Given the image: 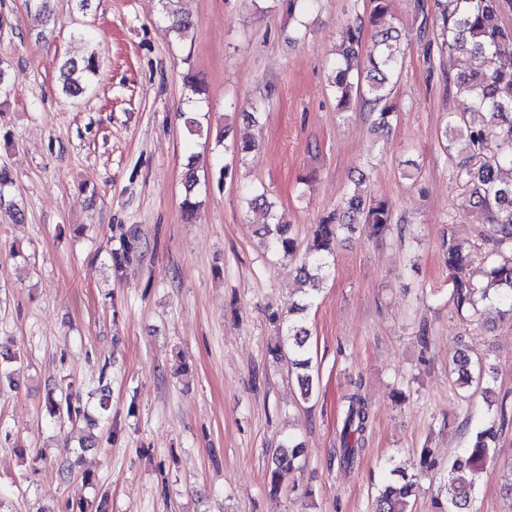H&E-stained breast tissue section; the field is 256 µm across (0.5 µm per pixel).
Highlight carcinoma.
<instances>
[{
  "label": "carcinoma",
  "mask_w": 512,
  "mask_h": 512,
  "mask_svg": "<svg viewBox=\"0 0 512 512\" xmlns=\"http://www.w3.org/2000/svg\"><path fill=\"white\" fill-rule=\"evenodd\" d=\"M38 13L53 17L58 10L67 8L84 11L91 0H29ZM174 0H163V9L169 20V28L176 34L190 27L187 18L172 10ZM512 9V0H434L430 15L424 22H432L439 29L448 52H456L465 58L464 67L448 76V83L471 99L473 112L457 113L448 119L444 136L459 135L464 138L474 155L483 162L469 172L472 192L469 203L486 210L491 223L496 226L492 247L480 255L485 266L487 283L477 287L466 275V267L472 255L462 253L461 246L450 238L445 244L446 262L452 272V292L458 312H479V304L498 305L512 313V180L502 178L504 170L512 171V54L502 52L501 47L512 43V28L501 24L504 8ZM375 51L362 60V30L347 29L341 50L336 52L332 63V88L340 112L349 111L362 103L379 128L389 126L395 114L392 102V80L396 74L402 50L396 27L387 26L374 36ZM82 68L96 74L98 61L90 55L82 65L70 61L60 68L62 90L68 95L80 91L70 75ZM254 144L246 142L232 150L230 160L219 168V179L232 181L245 154ZM197 177L192 167H187L184 179V212L192 216L200 206L195 196ZM270 223L259 228L258 235L271 250L297 258L296 274L307 286L303 299L288 307L283 314L271 316L277 326V336L270 352L282 361L288 375L294 378L301 400L312 399L317 392L313 356L310 345L311 332L306 313L314 306L328 277L335 243L344 236L361 230L370 235L384 237L394 230L392 205L383 199L368 196L354 183L346 193L336 215L315 225L312 238L305 249L300 245L290 225L283 223L270 212ZM141 254L139 238L129 232L121 237L118 249L111 253L112 270L121 278L126 268L138 260ZM454 372L465 388L476 386L489 395L497 379V369L490 363L474 360L461 353L454 361ZM47 403L55 416L68 420L85 414L80 403L67 393L57 399L48 394ZM369 425L368 404L359 393L345 398L342 420V455L340 461L352 465L359 455ZM498 429L491 421L479 428L468 447L461 449L448 469L446 483L451 493L434 497L430 512H472V502L479 488L487 463L496 452ZM301 444L293 439L273 449L267 461V481L271 492L280 487V477L285 471L301 468ZM434 466L429 448L419 450L417 472L408 474L398 467L388 469L386 478L372 501V512H412L411 499L415 496L417 473Z\"/></svg>",
  "instance_id": "obj_1"
}]
</instances>
